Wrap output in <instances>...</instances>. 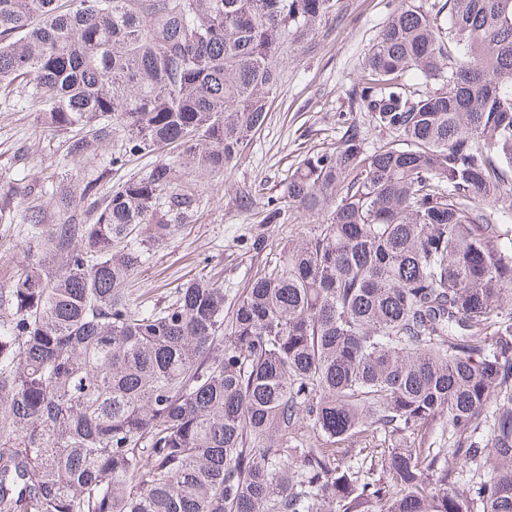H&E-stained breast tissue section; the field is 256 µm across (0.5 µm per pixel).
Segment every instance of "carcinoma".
Returning <instances> with one entry per match:
<instances>
[{"instance_id": "obj_1", "label": "carcinoma", "mask_w": 512, "mask_h": 512, "mask_svg": "<svg viewBox=\"0 0 512 512\" xmlns=\"http://www.w3.org/2000/svg\"><path fill=\"white\" fill-rule=\"evenodd\" d=\"M334 15L336 0H0V97L70 133L72 158L112 145L108 167L23 197L24 259L0 284V512H512V0H404L353 90L390 140L368 149L352 125L304 156L261 222L322 220L231 313L210 278L128 292ZM369 431L391 446L343 466ZM485 431L467 504L458 465Z\"/></svg>"}]
</instances>
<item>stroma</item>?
Instances as JSON below:
<instances>
[{"instance_id":"35a3bbf8","label":"stroma","mask_w":512,"mask_h":512,"mask_svg":"<svg viewBox=\"0 0 512 512\" xmlns=\"http://www.w3.org/2000/svg\"><path fill=\"white\" fill-rule=\"evenodd\" d=\"M399 5L400 0H338L326 28L289 53L266 124L223 175L206 183L208 209L151 252L132 280L133 296L161 298L185 280L217 273L233 302L275 248L308 238L316 217L265 224L258 212L238 208L236 192L248 189L261 205L279 200L289 170L309 152L334 149L349 125L361 126L367 146L382 141L352 91L364 77L375 37ZM66 148V135H42L37 112L0 104V195L20 205L26 185L53 179L64 168L82 177L112 154L106 147L93 158L69 161ZM258 237L266 242L260 251L253 246Z\"/></svg>"}]
</instances>
